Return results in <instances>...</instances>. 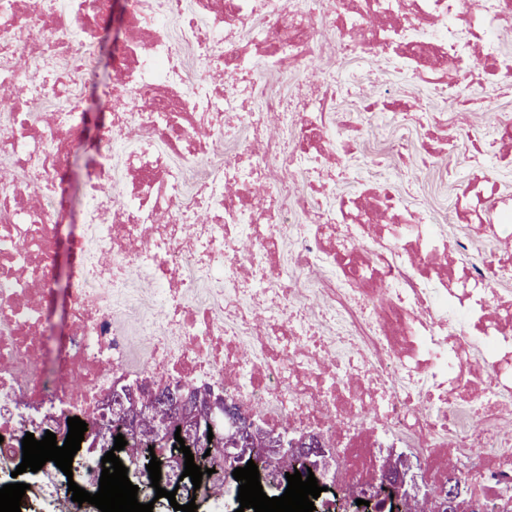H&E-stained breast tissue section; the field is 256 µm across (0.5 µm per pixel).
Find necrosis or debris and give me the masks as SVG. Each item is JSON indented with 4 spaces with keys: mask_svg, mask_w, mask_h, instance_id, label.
Here are the masks:
<instances>
[{
    "mask_svg": "<svg viewBox=\"0 0 512 512\" xmlns=\"http://www.w3.org/2000/svg\"><path fill=\"white\" fill-rule=\"evenodd\" d=\"M128 34L112 61L113 125L88 175L78 226L85 251L71 322L55 354L59 381L41 386L48 258L60 230L58 175L80 135V105L33 112L90 69L112 0H0V471L22 461L26 433L68 418L106 419L105 399L136 380L207 386L240 418L315 435L332 448L327 479L372 490L385 448L425 461L432 497L408 512H446L450 453L481 456L474 496L512 512V297L504 267L449 251L512 237V196L471 183L459 209L474 233L447 230L379 186L325 206L315 177L342 161L337 86L392 49L398 67L434 84L466 61L506 69L499 36L512 0H124ZM178 31H171L170 20ZM355 70L337 71V58ZM302 73L291 93L252 76ZM297 144L286 149L270 117ZM224 141L200 168L198 138ZM135 143L133 154L119 151ZM125 165L127 181L114 178ZM151 318L126 321L131 296ZM104 448L86 431L71 475L46 462L23 500L55 512L67 480L96 493Z\"/></svg>",
    "mask_w": 512,
    "mask_h": 512,
    "instance_id": "necrosis-or-debris-1",
    "label": "necrosis or debris"
}]
</instances>
